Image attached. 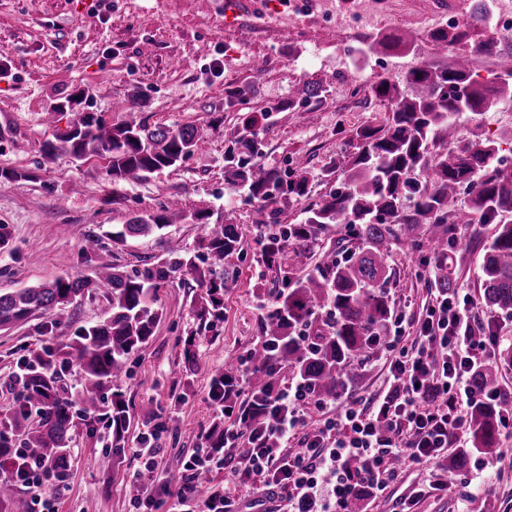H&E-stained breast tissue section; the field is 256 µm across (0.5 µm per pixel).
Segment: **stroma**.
Segmentation results:
<instances>
[{"mask_svg":"<svg viewBox=\"0 0 512 512\" xmlns=\"http://www.w3.org/2000/svg\"><path fill=\"white\" fill-rule=\"evenodd\" d=\"M253 16L239 24L224 22V0H0V56L8 77L0 78V170L17 179L0 182V224L11 241L0 249V293L36 286L60 277L91 279L102 265L129 273L157 262L169 240L196 247L204 230L199 224H172L136 241L112 240L130 214L155 212L169 199H180L191 211L236 209L242 246L226 264L224 319L199 330L193 306L204 291L177 278L159 292L165 316L147 344L130 357L131 378L122 390L130 407L125 454L112 459V436L101 425L79 423L70 447V471L53 483L56 512H134L132 477L142 462L134 450L142 435L156 433L159 474L169 485L165 507L173 512L179 488L176 460L201 447V437L219 412L208 400L210 378L228 361L245 359L262 336V290L274 274L261 260L254 227L261 213L246 200L242 187L224 175V146L241 128L243 112L269 113L262 162L290 169L308 163L310 202L339 185L321 168L329 159L350 153L349 135L361 125H380L384 113L367 96L378 75H396L413 65L414 56L390 54L365 58L359 48L369 35L414 33L429 51L428 25L437 0H386L384 15L363 32L341 30L322 21L327 12L319 0L315 14L292 11L287 0H255ZM302 81L323 83L321 103L295 109L288 101ZM88 89L94 112L108 123L131 119L149 125L197 126L204 146L179 167L154 173L148 180L111 185L105 163L74 162L42 153L45 141L63 132L76 115H58L46 125L49 104L75 88ZM245 92L244 110H225L224 91ZM146 96L134 112H116L114 100L135 89ZM465 130L497 141L512 158V101L506 100ZM489 224L456 227V287L478 295L480 244L489 240ZM100 235L99 248L85 256L88 235ZM389 286L395 310L411 318L424 316L430 300L426 280L404 253L394 252ZM48 319L35 314L25 323L0 331V419L18 405L22 392L16 375L28 351L49 343ZM195 336L197 361L186 369L183 343ZM384 359L359 362L349 391L368 402L388 382ZM489 469L471 464L469 488L451 485L448 492L418 498L412 512H512V436L501 434L490 455ZM429 466L404 469L366 512H402L404 500L423 485Z\"/></svg>","mask_w":512,"mask_h":512,"instance_id":"obj_1","label":"stroma"}]
</instances>
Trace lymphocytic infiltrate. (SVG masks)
<instances>
[{
	"label": "lymphocytic infiltrate",
	"instance_id": "f902f5d3",
	"mask_svg": "<svg viewBox=\"0 0 512 512\" xmlns=\"http://www.w3.org/2000/svg\"><path fill=\"white\" fill-rule=\"evenodd\" d=\"M473 297L462 288L433 291L424 318L395 315L378 354L389 371V385L361 409L353 403L332 407L302 383H279L264 404L267 427L254 432L237 418L224 433L245 442L248 451L237 462L213 452L184 464L180 476L182 502L193 500L202 470H227L234 485L219 505L203 512H238L242 499L257 494L277 501V512H347L360 489L380 495L397 476L399 465L431 466L429 487L448 488V475L438 461L453 437L467 427L470 406L507 400L512 393L493 387L478 390L471 372L490 360L502 338L475 335L480 321L472 315ZM314 404L323 415L309 427L304 407ZM297 447H289L290 439ZM361 466L350 470L349 459Z\"/></svg>",
	"mask_w": 512,
	"mask_h": 512
}]
</instances>
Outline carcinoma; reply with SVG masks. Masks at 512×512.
Instances as JSON below:
<instances>
[{
	"label": "carcinoma",
	"mask_w": 512,
	"mask_h": 512,
	"mask_svg": "<svg viewBox=\"0 0 512 512\" xmlns=\"http://www.w3.org/2000/svg\"><path fill=\"white\" fill-rule=\"evenodd\" d=\"M486 27L483 0L474 2L470 22L438 29L428 36L432 57L422 58L400 80L379 76L371 86L375 101L388 108L383 125L360 126L353 131L348 160L332 158L324 175L339 174V187L325 199L308 204L298 224L279 220L280 203L299 202L309 195L306 166L280 171L259 159L264 143L260 121L267 113L247 115L242 129L224 150V169L237 185L247 188L248 202L267 213L256 225L262 260L276 272L280 287L269 292L263 316L262 340L248 352L253 367L246 401L239 405L226 391L235 380L234 366L215 374L209 398L233 417L249 408L248 424L255 431L267 423L258 408L287 371L322 398L336 396L349 382L356 362L369 358L383 344L394 313L388 286L393 276L389 258L394 248L407 247L426 269L430 288H453L451 266L456 225L492 224L491 240L483 246L480 303L486 313L512 316V167L501 164L500 147L478 134L464 137L460 119L479 120L502 99H512V69H498L481 82L469 68H457L448 57L468 58L477 44L474 29ZM484 50L503 59L512 57V41L490 37ZM417 37L377 35L366 45L370 55L413 49ZM323 86L304 81L295 102L322 101ZM89 95L77 88L46 110L47 117L77 112ZM203 133L194 125L151 126L134 120L109 125L102 116L85 112L69 128L43 144L48 156L63 152L76 162L91 157L107 160L112 184L138 182L179 166L199 150ZM471 188L467 200L453 208L459 189ZM203 224L205 234L193 255L178 241L169 243L164 258L128 274L102 265L96 280L59 278L36 287L0 294V329L27 321L37 312L50 319V344L31 350L22 359L21 402L0 422V512H28V501L18 492L25 479L18 461L42 459L53 468L48 477L65 478L72 433L77 419L89 418L112 433V456H123L129 407L124 393L105 390L129 378V356L145 346L163 318L158 291L171 280L189 276L206 288L194 309L199 329L224 317L225 260L239 250L241 227L235 211L216 215L189 212L166 204L158 212L128 219L115 238L124 242L162 230L170 224ZM341 224L344 239L322 252L315 270H308L312 246ZM104 288L108 306L102 319L68 334L69 313L76 299L90 287ZM74 363L81 380L75 394L65 392L57 364ZM512 367V345H503L493 360L481 365L472 385L486 389L496 384L500 370ZM40 410V420H29V408ZM506 403H481L468 415L467 448L448 458V478L463 475L475 454H491L499 447ZM206 447L230 455L224 447V422L204 436Z\"/></svg>",
	"instance_id": "1"
}]
</instances>
